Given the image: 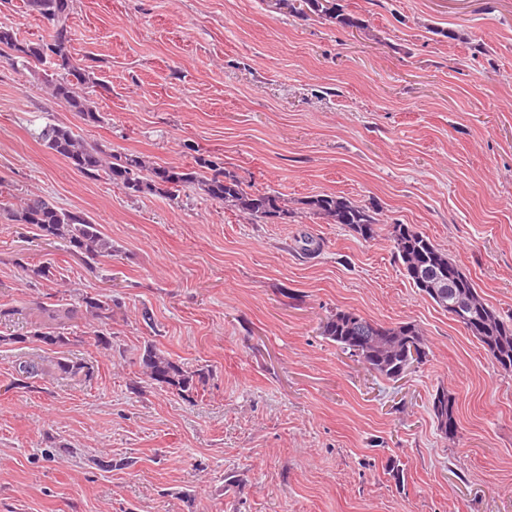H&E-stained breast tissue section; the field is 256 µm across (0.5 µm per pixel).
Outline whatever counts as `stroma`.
I'll list each match as a JSON object with an SVG mask.
<instances>
[{
	"instance_id": "35a3bbf8",
	"label": "stroma",
	"mask_w": 512,
	"mask_h": 512,
	"mask_svg": "<svg viewBox=\"0 0 512 512\" xmlns=\"http://www.w3.org/2000/svg\"><path fill=\"white\" fill-rule=\"evenodd\" d=\"M343 4L367 31L270 0H72L99 124L48 94L50 63L0 60V193L82 211L113 246L86 264L0 208V336L25 338L0 345V512H512V374L409 283L388 230L423 232L512 318V0ZM48 122L156 165L217 159L292 203L335 193L383 226L131 196L49 153ZM85 295L115 301L112 346L67 323L73 377L33 338L35 304ZM339 309L417 324L426 359L367 370L321 334ZM149 344L202 381L150 385ZM23 360L50 371L21 386ZM442 392V393H441ZM443 396V399H442ZM443 403V412H439L438 403ZM432 411L434 416L439 420L443 429V435L449 440L454 439L458 433V423L455 416V399L452 395L448 394V391L440 390L437 391L432 401ZM445 417L444 422L441 417Z\"/></svg>"
}]
</instances>
